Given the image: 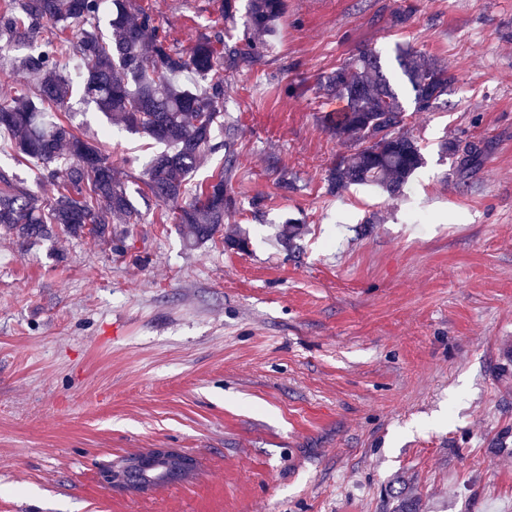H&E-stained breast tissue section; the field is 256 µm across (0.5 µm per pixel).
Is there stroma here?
<instances>
[{
    "label": "stroma",
    "mask_w": 512,
    "mask_h": 512,
    "mask_svg": "<svg viewBox=\"0 0 512 512\" xmlns=\"http://www.w3.org/2000/svg\"><path fill=\"white\" fill-rule=\"evenodd\" d=\"M170 49L211 39L224 76L220 148L186 196L231 168L236 209L186 245L142 174L163 144L108 123L74 85L63 118L98 143L142 213L121 240L0 234V512H512V0H284L273 46L246 38L248 0H135ZM404 22H394L395 14ZM44 24L0 53L56 39ZM444 62L418 111L396 46ZM379 51L425 165L402 196L329 193L344 145L320 76ZM472 144L459 167L444 138ZM0 171L52 184L0 131ZM290 188H283L282 179ZM419 211L428 223L410 224ZM295 218L297 249L271 240ZM244 231L247 250L225 246ZM192 457L185 481L138 493L129 456Z\"/></svg>",
    "instance_id": "35a3bbf8"
}]
</instances>
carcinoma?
<instances>
[{"instance_id":"cac0c4a2","label":"carcinoma","mask_w":512,"mask_h":512,"mask_svg":"<svg viewBox=\"0 0 512 512\" xmlns=\"http://www.w3.org/2000/svg\"><path fill=\"white\" fill-rule=\"evenodd\" d=\"M284 0H249L246 32L262 40L274 36ZM45 21L76 40L48 41L15 59L18 76L33 89L0 98V129L10 133L15 152L39 167L54 186L40 198L16 177L0 172V230L24 240L49 236L53 225L69 234L112 238V224H135L140 214L112 162L93 142L65 124L73 88L61 58L73 52L81 61L83 93L111 122L144 134L167 150L146 165L144 183L155 200L175 206L179 231L190 246L214 239L235 210L224 174L183 200L186 178L208 151L212 129L224 116V79L212 42L198 40L189 53L171 52L155 19L132 0H0V31L21 40ZM396 61L414 93L417 110L442 103L454 80L448 66L397 47ZM321 85L346 102L345 111L325 122L336 138L353 145L328 174L329 186L376 187L401 195L424 164L418 140L403 130V107L372 50H361L324 77ZM443 151L475 159L468 145L443 143Z\"/></svg>"}]
</instances>
